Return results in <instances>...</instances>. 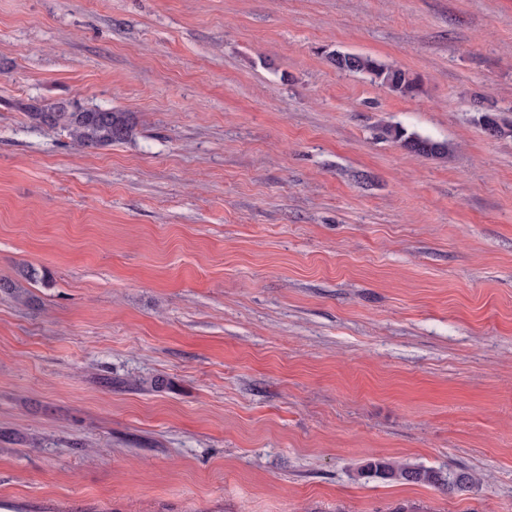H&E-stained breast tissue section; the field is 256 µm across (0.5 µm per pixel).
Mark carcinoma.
<instances>
[{
    "mask_svg": "<svg viewBox=\"0 0 512 512\" xmlns=\"http://www.w3.org/2000/svg\"><path fill=\"white\" fill-rule=\"evenodd\" d=\"M328 60L340 72L365 74L371 82L401 96H414L420 92L418 76L376 58L333 51L328 53ZM25 111L39 125L67 131L75 144L83 149L129 141L136 135V125L130 114L120 110L86 108L75 102H59L49 105L31 104L25 107ZM384 134L418 156L448 155L446 144L416 132H409L399 125L385 127ZM361 474L388 482L440 487L450 493L464 492L477 481L476 473L464 466H450L448 471L443 472L385 459L368 462Z\"/></svg>",
    "mask_w": 512,
    "mask_h": 512,
    "instance_id": "1",
    "label": "carcinoma"
}]
</instances>
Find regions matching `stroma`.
<instances>
[{
    "label": "stroma",
    "mask_w": 512,
    "mask_h": 512,
    "mask_svg": "<svg viewBox=\"0 0 512 512\" xmlns=\"http://www.w3.org/2000/svg\"><path fill=\"white\" fill-rule=\"evenodd\" d=\"M0 280L15 512H512V0H0ZM329 62L340 72L362 73L371 82L386 87L401 96H414L420 92L419 77L408 70L387 65L380 60L361 54L333 51ZM28 117L39 125L61 128L83 149L97 148L132 140L136 125L128 112L86 108L76 102L30 104ZM383 132L387 137L399 142L404 149L412 154L425 157L448 155V146L446 144L416 132H408L399 125L387 126ZM361 474L388 482L441 487L448 493L467 491L478 480L476 473L464 466H448V472H443L385 459L369 461L361 470Z\"/></svg>",
    "instance_id": "35a3bbf8"
}]
</instances>
